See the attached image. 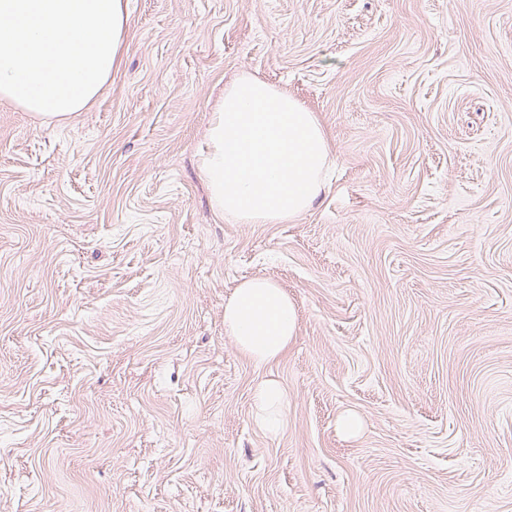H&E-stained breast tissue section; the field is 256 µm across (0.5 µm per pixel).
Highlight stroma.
Instances as JSON below:
<instances>
[{"label": "stroma", "mask_w": 512, "mask_h": 512, "mask_svg": "<svg viewBox=\"0 0 512 512\" xmlns=\"http://www.w3.org/2000/svg\"><path fill=\"white\" fill-rule=\"evenodd\" d=\"M244 75L326 133L286 223L198 172ZM256 278L266 364L224 333ZM0 512H512V0H129L83 111L0 99ZM224 332L257 363L277 360L297 333V312L288 294L264 279L241 282L224 305ZM255 423L264 431L277 434L286 425L288 394L276 381L263 379L253 390Z\"/></svg>", "instance_id": "stroma-1"}]
</instances>
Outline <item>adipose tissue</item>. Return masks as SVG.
I'll return each instance as SVG.
<instances>
[{"instance_id": "obj_1", "label": "adipose tissue", "mask_w": 512, "mask_h": 512, "mask_svg": "<svg viewBox=\"0 0 512 512\" xmlns=\"http://www.w3.org/2000/svg\"><path fill=\"white\" fill-rule=\"evenodd\" d=\"M127 29V0H0V97L49 122L82 111L111 80ZM224 332L269 363L295 338L297 312L276 283L246 280L224 305ZM253 403L259 428L284 429L288 395L278 382L259 381Z\"/></svg>"}]
</instances>
